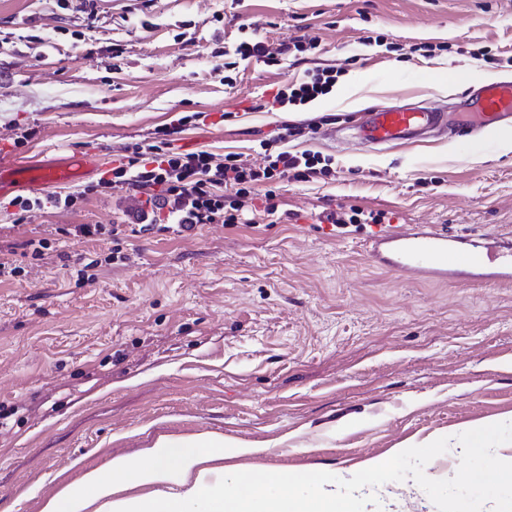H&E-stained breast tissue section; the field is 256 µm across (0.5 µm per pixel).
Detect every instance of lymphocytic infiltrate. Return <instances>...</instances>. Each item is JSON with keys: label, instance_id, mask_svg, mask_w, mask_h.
Segmentation results:
<instances>
[{"label": "lymphocytic infiltrate", "instance_id": "obj_1", "mask_svg": "<svg viewBox=\"0 0 512 512\" xmlns=\"http://www.w3.org/2000/svg\"><path fill=\"white\" fill-rule=\"evenodd\" d=\"M317 45L316 39L300 36L273 49L265 41L252 38L241 41L234 54L242 60L255 59L274 66L281 56L311 50ZM335 84L333 70L309 71L299 82L279 88L273 102L282 108L305 104L329 94ZM179 131L176 125L156 129L152 141L131 147L128 155L112 167L110 177L87 186V193L118 186L157 191L168 215L160 220L155 211H144L141 229L164 232L172 224L194 227L246 223L247 213L260 196L265 199V212L275 214L278 205L274 184L290 176L305 180L317 173L318 156L296 155L285 148L266 150L258 167L241 163L234 154L220 160L207 151L181 152L172 146Z\"/></svg>", "mask_w": 512, "mask_h": 512}]
</instances>
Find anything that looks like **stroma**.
Listing matches in <instances>:
<instances>
[{
	"instance_id": "stroma-1",
	"label": "stroma",
	"mask_w": 512,
	"mask_h": 512,
	"mask_svg": "<svg viewBox=\"0 0 512 512\" xmlns=\"http://www.w3.org/2000/svg\"><path fill=\"white\" fill-rule=\"evenodd\" d=\"M248 34L318 46L277 70L224 72L221 51ZM328 68V95L266 109L279 84ZM501 79L512 0H0L5 157L86 152L88 186L102 158L184 117L180 150L258 164L289 128L286 148L330 169L280 182L274 224L258 210L249 224L143 232L148 195L125 188L20 223L0 210V258L22 269L0 281V512H40L158 435L206 432L266 445L225 455V470H330L343 494L371 460L403 451L359 512H449L463 496L494 512L496 494L468 491L451 450L491 420L486 447H512V285L400 281L370 264L361 232L331 236L318 216L358 207L388 224L512 234V152L494 130L374 148L329 136L394 104L454 118L463 95ZM78 224L103 231L78 237ZM424 439L438 443L440 496L409 482L422 464L408 449Z\"/></svg>"
}]
</instances>
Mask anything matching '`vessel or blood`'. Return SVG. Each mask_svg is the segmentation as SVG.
Here are the masks:
<instances>
[{"instance_id":"vessel-or-blood-1","label":"vessel or blood","mask_w":512,"mask_h":512,"mask_svg":"<svg viewBox=\"0 0 512 512\" xmlns=\"http://www.w3.org/2000/svg\"><path fill=\"white\" fill-rule=\"evenodd\" d=\"M467 109L473 125H512V81L484 83ZM447 119V113L435 107L406 104L363 113L355 128L363 143L391 144L418 140L421 130ZM90 165L84 152H73L45 165L1 160L0 196L35 183H77ZM365 242L373 265L407 281L512 283V235L451 234L435 224H379Z\"/></svg>"}]
</instances>
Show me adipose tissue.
<instances>
[{
    "mask_svg": "<svg viewBox=\"0 0 512 512\" xmlns=\"http://www.w3.org/2000/svg\"><path fill=\"white\" fill-rule=\"evenodd\" d=\"M224 452L220 435H161L140 453L112 458L107 471L84 472L45 497L40 512H357L355 499L336 494L333 472L260 479L240 472L227 481L215 474ZM464 480L494 485L497 512H512V454L466 470Z\"/></svg>",
    "mask_w": 512,
    "mask_h": 512,
    "instance_id": "obj_1",
    "label": "adipose tissue"
}]
</instances>
